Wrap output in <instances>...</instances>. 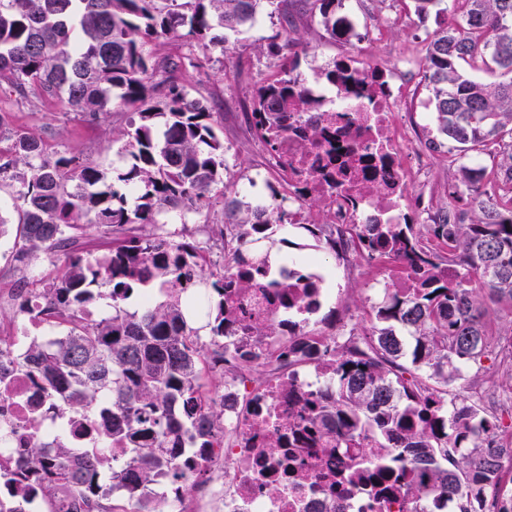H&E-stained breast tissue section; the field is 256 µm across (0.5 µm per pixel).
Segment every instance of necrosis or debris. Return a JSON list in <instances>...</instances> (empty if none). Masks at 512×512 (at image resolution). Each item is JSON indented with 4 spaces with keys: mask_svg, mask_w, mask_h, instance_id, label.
Instances as JSON below:
<instances>
[{
    "mask_svg": "<svg viewBox=\"0 0 512 512\" xmlns=\"http://www.w3.org/2000/svg\"><path fill=\"white\" fill-rule=\"evenodd\" d=\"M341 61L348 68L344 82L322 73L291 74L288 84L306 105L293 113L277 151L267 156L268 164L285 179L288 204L295 212L304 211L306 199L318 198L335 224L406 223L412 213L410 180L424 171L426 161L400 112L402 70L364 63L354 52ZM314 128L320 130L319 138H311ZM285 282L295 296L290 307L283 305L281 289L266 279L255 281L246 293L227 296L234 323L224 338L227 352L242 347L277 354L283 336L298 332L295 313H313L330 299L329 289H310L297 274ZM272 319L285 321L283 336H260V328ZM33 394L27 368L0 377V434L12 433V447H19L30 432ZM290 409L279 380L254 385L239 378L225 384L227 427L218 451L223 466L216 482L198 489L194 512H405L398 497L378 503L358 489L337 495L315 468L289 477V459L271 455L266 442ZM266 479L286 483V492L267 496L262 487Z\"/></svg>",
    "mask_w": 512,
    "mask_h": 512,
    "instance_id": "4bbe7bcc",
    "label": "necrosis or debris"
}]
</instances>
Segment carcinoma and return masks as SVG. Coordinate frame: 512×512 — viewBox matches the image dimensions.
Returning a JSON list of instances; mask_svg holds the SVG:
<instances>
[{
	"mask_svg": "<svg viewBox=\"0 0 512 512\" xmlns=\"http://www.w3.org/2000/svg\"><path fill=\"white\" fill-rule=\"evenodd\" d=\"M421 20L434 19L426 38L420 84L433 106L434 151L445 148L457 177L448 203L429 211L424 224H298L271 188L270 210L247 202L224 203L232 219L208 231L224 245V269L208 271L212 246L166 230L167 216L183 224L200 213L211 186L224 181V140L217 120L192 97L181 60L153 59L154 41L194 40L203 45L221 26L237 31L262 12L297 34L300 9L331 38L342 35V0H0V89L23 98H58L89 121L116 105L136 106L121 132L126 165L105 181L98 166L73 156L45 153L39 138L4 132L0 114V186L16 185L15 259L64 249L85 225L111 228L112 241L94 255L75 254L17 295V312L59 330L34 336L23 353L48 416L64 428L74 417L104 423L77 434L92 448L59 437L23 441L0 458V485L11 490L0 512H162L163 477L184 496L190 475L209 468L224 447V400L205 390V369L229 379L261 373L259 356L243 351L224 358V294L247 287L272 270L271 253L307 245L278 237L287 227L312 238L317 250L361 258L404 254L416 281L393 283L371 306V326L350 329L340 342L305 333L288 339L291 398L298 397L295 364L317 357L335 383L330 401L300 399L288 414L286 446L306 468L313 459L336 476V490L362 484L374 496L400 494L410 512H512L502 485L512 464V440L499 436L498 419L477 402L448 400V385L497 347L482 308L484 296L502 304L512 324V0H411ZM498 72L485 83L460 69ZM301 103L288 92V70L260 84L252 99L254 125L274 149L288 113ZM497 147L492 168L469 152ZM142 288L165 300L130 312L125 301ZM112 312L88 319L96 299ZM205 320L213 349L200 344L187 315ZM11 342L0 339V375L18 366ZM126 444V455L112 443Z\"/></svg>",
	"mask_w": 512,
	"mask_h": 512,
	"instance_id": "obj_1",
	"label": "carcinoma"
}]
</instances>
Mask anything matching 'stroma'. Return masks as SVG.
<instances>
[{"instance_id":"35a3bbf8","label":"stroma","mask_w":512,"mask_h":512,"mask_svg":"<svg viewBox=\"0 0 512 512\" xmlns=\"http://www.w3.org/2000/svg\"><path fill=\"white\" fill-rule=\"evenodd\" d=\"M343 13L357 18L360 28L370 31L364 44L363 59L367 62L394 64L400 59L422 57L426 30L434 29V22L419 26L417 17L404 0H386L381 13H374L370 0H343ZM278 27L277 20H265L258 27H241L239 32L227 33L224 28L213 29L216 38H228L236 43L233 53L223 55L219 50L203 49L197 44L158 41L149 44V53L162 58L173 53L188 57L182 79L191 95L200 99L211 111L219 115L218 133L224 139V162L227 170L224 184L214 185L207 195L202 212L204 219L214 224L224 221V194L232 192L241 201H248L249 181L262 170L265 148L252 134L248 124L251 100L255 86L287 66L286 58H267L261 55L262 38ZM298 33L302 46L310 49L309 63L320 70L336 54L351 50L348 42L326 37L319 26L299 20ZM0 113L10 127L29 132L40 138L47 153H64L96 164L104 172L121 168L122 140L118 133L125 128L128 115L111 113L96 123H89L68 110L60 100H50L30 106L15 94L0 93ZM454 169L447 159L434 157L427 161V171L415 185V192L426 201L438 206L448 200V183ZM12 186L0 187V217L6 219L5 235L0 236V336L36 335L26 315L16 310L14 294L21 288L38 287L39 280L54 267L62 265V251L38 252L27 264L14 259V224L17 215L13 209ZM323 265L333 275L336 293L332 301L318 315L321 326L345 334L348 327H370L368 315L372 301L378 300L389 278L382 266L371 265L356 254L342 257L323 256ZM500 348L484 357L479 366L470 369L466 381L453 386L458 397L485 402V389L500 391L502 371L500 364L503 348L512 346V324L499 320Z\"/></svg>"}]
</instances>
